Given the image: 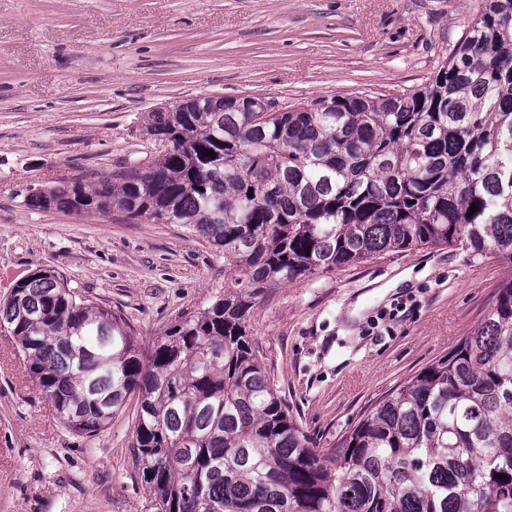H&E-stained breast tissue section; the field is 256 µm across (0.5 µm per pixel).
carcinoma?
<instances>
[{
  "instance_id": "cac0c4a2",
  "label": "carcinoma",
  "mask_w": 512,
  "mask_h": 512,
  "mask_svg": "<svg viewBox=\"0 0 512 512\" xmlns=\"http://www.w3.org/2000/svg\"><path fill=\"white\" fill-rule=\"evenodd\" d=\"M143 130L171 149L31 206L182 224L231 277L145 353L62 275L18 280L0 329L62 426L95 437L137 396L132 448L153 512H512V276L473 332L326 451L249 335L262 289L392 251L460 246L512 268V0H481L419 89L286 112L183 102Z\"/></svg>"
}]
</instances>
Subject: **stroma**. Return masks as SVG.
I'll return each mask as SVG.
<instances>
[{
	"label": "stroma",
	"instance_id": "35a3bbf8",
	"mask_svg": "<svg viewBox=\"0 0 512 512\" xmlns=\"http://www.w3.org/2000/svg\"><path fill=\"white\" fill-rule=\"evenodd\" d=\"M479 0H0V299L39 269L123 316L148 347L224 292V255L179 224L30 206L164 154L147 112L201 94L277 109L418 88ZM507 270L412 248L259 294L251 339L292 415L333 448L480 323ZM129 400L93 438L64 429L0 332V512H148Z\"/></svg>",
	"mask_w": 512,
	"mask_h": 512
}]
</instances>
